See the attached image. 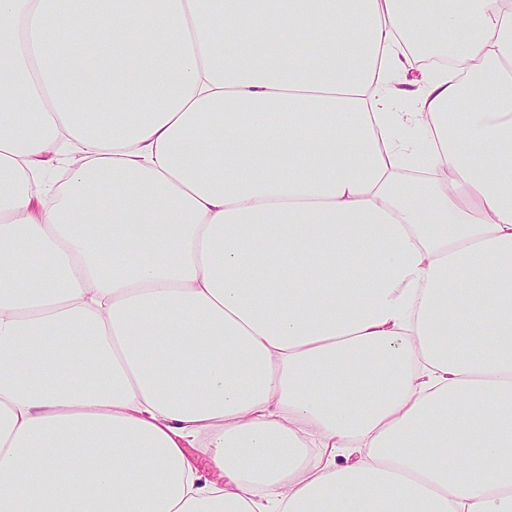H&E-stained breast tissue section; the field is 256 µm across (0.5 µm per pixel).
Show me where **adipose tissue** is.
Wrapping results in <instances>:
<instances>
[{
    "label": "adipose tissue",
    "mask_w": 512,
    "mask_h": 512,
    "mask_svg": "<svg viewBox=\"0 0 512 512\" xmlns=\"http://www.w3.org/2000/svg\"><path fill=\"white\" fill-rule=\"evenodd\" d=\"M0 512H512V0H0Z\"/></svg>",
    "instance_id": "adipose-tissue-1"
}]
</instances>
